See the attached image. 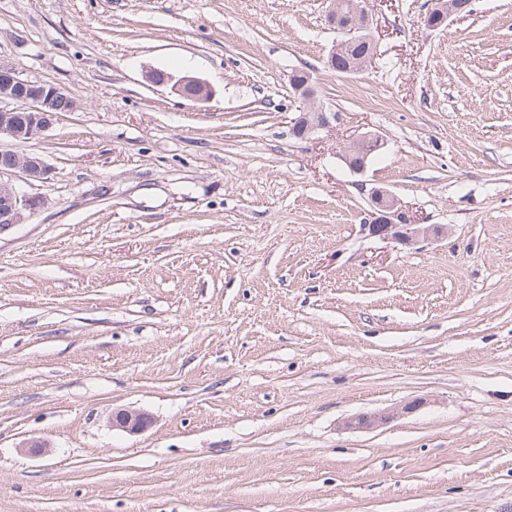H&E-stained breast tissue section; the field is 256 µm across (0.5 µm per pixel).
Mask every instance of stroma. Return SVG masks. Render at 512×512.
Returning <instances> with one entry per match:
<instances>
[{
	"label": "stroma",
	"mask_w": 512,
	"mask_h": 512,
	"mask_svg": "<svg viewBox=\"0 0 512 512\" xmlns=\"http://www.w3.org/2000/svg\"><path fill=\"white\" fill-rule=\"evenodd\" d=\"M428 3L371 0L339 75L323 0H0V60L79 104L0 136L49 168L0 234V512H512V0ZM371 187L443 234L366 236ZM469 0H433L430 10L424 16V23L432 29H439L453 17L464 13L470 6ZM146 78L157 86L173 83L172 87L181 97L195 102L206 101L212 93L211 87L206 82L192 76L175 79L164 71L150 69L147 71ZM304 76L301 80L291 83L294 94L306 102V107L300 112L294 125V134L300 139H309L321 130L333 127L338 118L337 113L327 112L315 103V94L311 92L314 83L313 75L308 71H298ZM384 143L374 134H366L361 136L347 146L343 159L350 170L354 174H363L367 169L368 157L372 153L381 150ZM356 157V161L352 162V158ZM150 424V418L145 413L120 410L112 414V429H118L129 434H138Z\"/></svg>",
	"instance_id": "stroma-1"
}]
</instances>
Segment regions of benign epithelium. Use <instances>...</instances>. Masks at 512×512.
<instances>
[{
    "label": "benign epithelium",
    "mask_w": 512,
    "mask_h": 512,
    "mask_svg": "<svg viewBox=\"0 0 512 512\" xmlns=\"http://www.w3.org/2000/svg\"><path fill=\"white\" fill-rule=\"evenodd\" d=\"M469 6L470 0H432L424 23L432 29H439L452 17L464 13ZM342 7L341 0H329L327 23L343 35L374 47L369 55L344 69L346 74H356L372 64L377 55V43L371 32L369 0H353L347 22L341 20ZM146 78L157 86L171 83L181 97L195 102L207 100L212 93L206 82L192 76L176 79L164 71L151 69L147 71ZM313 83V75L308 71L303 72L301 80L292 83L294 94L306 102L294 125L295 136L305 140L321 130L332 128L338 118L337 113L328 112L315 103V94L311 92ZM8 101L17 104V107L8 109L0 106V135L20 142L39 137L53 124L58 113L74 112L79 108L78 102L58 85L23 78L12 65L0 61V103ZM383 147L384 143L378 136L363 135L347 146L344 162L350 172L362 174L367 169L369 155ZM15 172L24 174L23 184L0 180V234L22 223L26 213L48 204L46 197L31 195L24 189V185L31 181L42 182L48 178V168L39 155L0 149V176ZM368 200L371 211L368 222L363 224V232L370 237L413 245L421 237L432 232L439 233L435 227L417 223L388 190L372 188ZM389 418L388 413L359 415L348 420L345 427L371 429ZM149 424L150 418L144 413L120 410L112 414V428L129 434H138Z\"/></svg>",
    "instance_id": "7a95c632"
}]
</instances>
